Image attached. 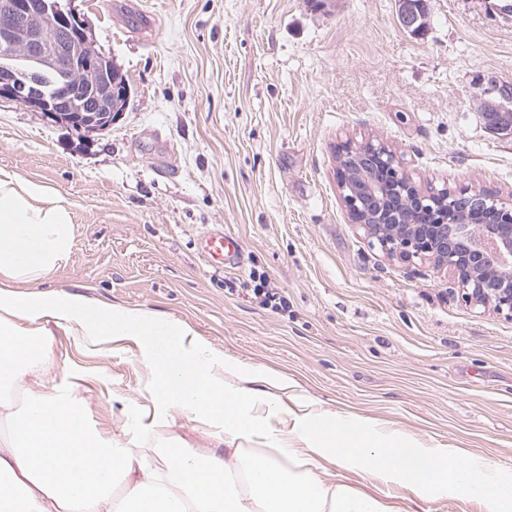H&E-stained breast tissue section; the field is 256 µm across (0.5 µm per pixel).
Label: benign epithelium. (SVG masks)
<instances>
[{
  "label": "benign epithelium",
  "mask_w": 512,
  "mask_h": 512,
  "mask_svg": "<svg viewBox=\"0 0 512 512\" xmlns=\"http://www.w3.org/2000/svg\"><path fill=\"white\" fill-rule=\"evenodd\" d=\"M397 5L401 28L423 32L416 7ZM80 39L79 17L58 0H0V97L87 133L111 129L128 91L118 90L113 63L85 54ZM48 70L58 73V90L39 95L31 81ZM482 111L499 129L512 126V107L485 101ZM342 144L336 183L350 222L390 258L446 269L464 302L512 320V198L446 184L422 190L387 141Z\"/></svg>",
  "instance_id": "obj_1"
}]
</instances>
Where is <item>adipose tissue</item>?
I'll return each mask as SVG.
<instances>
[{
  "label": "adipose tissue",
  "mask_w": 512,
  "mask_h": 512,
  "mask_svg": "<svg viewBox=\"0 0 512 512\" xmlns=\"http://www.w3.org/2000/svg\"><path fill=\"white\" fill-rule=\"evenodd\" d=\"M73 239L70 213L52 187L0 169V404L18 387L28 390L0 440V512H388L371 495L320 479L315 460L327 455L424 501L467 497L486 512H512V477L489 459L426 447L361 417L322 429L308 413L291 430L274 428L287 379L243 371L187 324L77 292L36 290L67 262ZM58 330L89 346L134 340L151 372L156 418L177 410L223 430L227 440L263 439L275 455L171 448L154 466L113 447L87 426L77 388L41 391ZM296 440L305 450L293 448ZM118 482L125 486L119 502Z\"/></svg>",
  "instance_id": "adipose-tissue-1"
}]
</instances>
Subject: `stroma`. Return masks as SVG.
Instances as JSON below:
<instances>
[{"instance_id":"stroma-1","label":"stroma","mask_w":512,"mask_h":512,"mask_svg":"<svg viewBox=\"0 0 512 512\" xmlns=\"http://www.w3.org/2000/svg\"><path fill=\"white\" fill-rule=\"evenodd\" d=\"M123 74L126 109L80 134L0 97V168L54 188L72 215L69 260L43 284L190 325L226 359L288 377L297 403L485 456L512 475V321L473 308L430 262L387 258L350 224L334 175L345 138L380 137L421 187L512 195V134L482 99L512 94V0H431L422 35L395 0H68ZM238 237L215 269L199 239ZM288 302L255 300L256 275ZM46 389L78 388L87 424L155 459L173 438L219 432L171 412L158 424L138 347L56 332ZM325 481L391 512H485L418 500L318 459Z\"/></svg>"}]
</instances>
